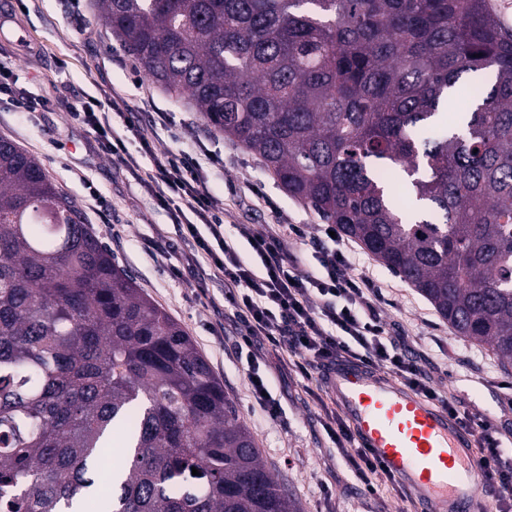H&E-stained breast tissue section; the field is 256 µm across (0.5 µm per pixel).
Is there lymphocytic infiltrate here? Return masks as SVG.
I'll list each match as a JSON object with an SVG mask.
<instances>
[{"label": "lymphocytic infiltrate", "instance_id": "lymphocytic-infiltrate-1", "mask_svg": "<svg viewBox=\"0 0 512 512\" xmlns=\"http://www.w3.org/2000/svg\"><path fill=\"white\" fill-rule=\"evenodd\" d=\"M107 108L124 113L127 130L149 140V130L121 98L91 99L69 106L72 115L97 134L106 154L128 168H137V160L126 154L122 139L100 122L99 113ZM151 162V194L192 242L183 269L198 285L212 277L222 282L224 299L236 309L245 328L237 351L246 359L253 398L269 417L278 418L282 407L266 394L258 373L256 347L260 344L294 355L296 370L308 380L345 358L386 369L423 396L438 399L418 362L386 337L379 292L370 280L352 275L340 239L319 240L316 263L311 266L293 248L294 242L305 238L302 225H289L284 236L262 229L248 239L251 251L261 261L260 268H253L227 236L223 216L214 212L199 162L188 154L172 152L152 154ZM446 407L463 428L478 437L480 467L487 479L484 495L493 512H512V457L501 455L498 438L482 420L460 409L455 401H448ZM324 427L336 446L344 449L356 477L368 488H375L383 471L356 447L345 423L332 417Z\"/></svg>", "mask_w": 512, "mask_h": 512}]
</instances>
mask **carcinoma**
<instances>
[{
	"label": "carcinoma",
	"instance_id": "obj_1",
	"mask_svg": "<svg viewBox=\"0 0 512 512\" xmlns=\"http://www.w3.org/2000/svg\"><path fill=\"white\" fill-rule=\"evenodd\" d=\"M96 2L150 79L512 367V28L491 0ZM467 76L468 120L439 127ZM76 504L300 512L184 328L0 137V512Z\"/></svg>",
	"mask_w": 512,
	"mask_h": 512
}]
</instances>
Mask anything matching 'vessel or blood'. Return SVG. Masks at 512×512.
<instances>
[{
    "mask_svg": "<svg viewBox=\"0 0 512 512\" xmlns=\"http://www.w3.org/2000/svg\"><path fill=\"white\" fill-rule=\"evenodd\" d=\"M326 386L360 447L424 512H483L471 438L437 401L348 360L337 363Z\"/></svg>",
    "mask_w": 512,
    "mask_h": 512,
    "instance_id": "1",
    "label": "vessel or blood"
}]
</instances>
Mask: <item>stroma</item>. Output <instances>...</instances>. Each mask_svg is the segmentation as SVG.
Listing matches in <instances>:
<instances>
[{"label":"stroma","instance_id":"1","mask_svg":"<svg viewBox=\"0 0 512 512\" xmlns=\"http://www.w3.org/2000/svg\"><path fill=\"white\" fill-rule=\"evenodd\" d=\"M0 82L24 93L37 109L18 111L0 93V136L36 156L70 200L83 223L110 249L114 263L164 308L195 342L241 418L260 457L278 475L301 512H421L397 484L370 492L322 428L335 402L319 381L297 374L288 354L266 351L260 372L284 409L270 419L252 398L247 367L233 348L243 324L224 290L176 278L187 243L143 183L106 155L92 130L73 122L68 103L117 93L142 120L166 115L154 130V148L190 151L209 166L208 187L223 211L227 236L248 250L250 232L264 224H300L305 241L295 248L312 257L321 220L288 196L260 158L209 125L188 100L154 83L120 45L93 0H0ZM353 272L373 281L389 338L404 344L436 381L438 392L487 423L512 457V369L488 345L459 336L410 284L391 273L355 241H347Z\"/></svg>","mask_w":512,"mask_h":512}]
</instances>
